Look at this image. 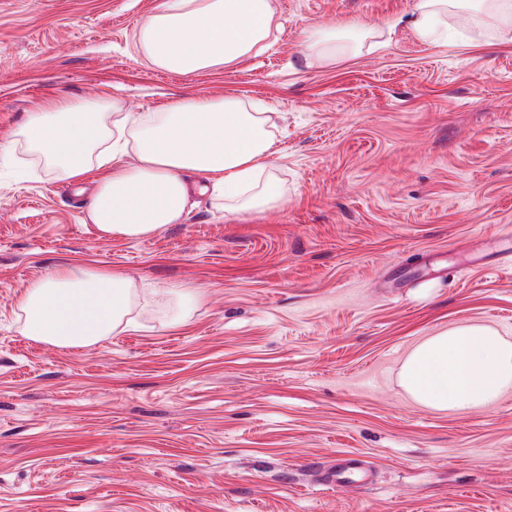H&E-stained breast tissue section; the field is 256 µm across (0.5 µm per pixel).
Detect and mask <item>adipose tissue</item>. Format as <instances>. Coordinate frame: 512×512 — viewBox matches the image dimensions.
<instances>
[{"label":"adipose tissue","mask_w":512,"mask_h":512,"mask_svg":"<svg viewBox=\"0 0 512 512\" xmlns=\"http://www.w3.org/2000/svg\"><path fill=\"white\" fill-rule=\"evenodd\" d=\"M452 9H483L512 27V0H415L410 24L430 39ZM275 29L273 0H163L141 22L137 46L156 68L193 74L261 54ZM272 127L269 113L235 98H183L140 115L106 101H50L15 141L41 153L59 178H94L87 218L99 233L142 238L182 223L196 192L223 200L228 215L276 207L284 189L270 163ZM130 152L134 163H123ZM191 173L204 185L192 188ZM133 302L123 278L66 265L33 281L18 309L29 339L77 348L111 336ZM400 379L433 410L467 412L512 388V341L481 323L449 328L411 351Z\"/></svg>","instance_id":"obj_1"}]
</instances>
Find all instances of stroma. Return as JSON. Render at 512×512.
Here are the masks:
<instances>
[{
    "label": "stroma",
    "mask_w": 512,
    "mask_h": 512,
    "mask_svg": "<svg viewBox=\"0 0 512 512\" xmlns=\"http://www.w3.org/2000/svg\"><path fill=\"white\" fill-rule=\"evenodd\" d=\"M162 0H0V143L48 100L155 112L260 101L285 189L225 217L101 235L45 160L0 166V512H512V390L464 414L416 403L401 365L481 322L512 340V32L452 14L432 41L413 0H274L262 54L180 75L136 48ZM384 30L308 63V32ZM78 264L158 289L135 327L86 348L23 336L19 298ZM198 301L178 309L171 288ZM374 473L336 489L342 458Z\"/></svg>",
    "instance_id": "obj_1"
}]
</instances>
